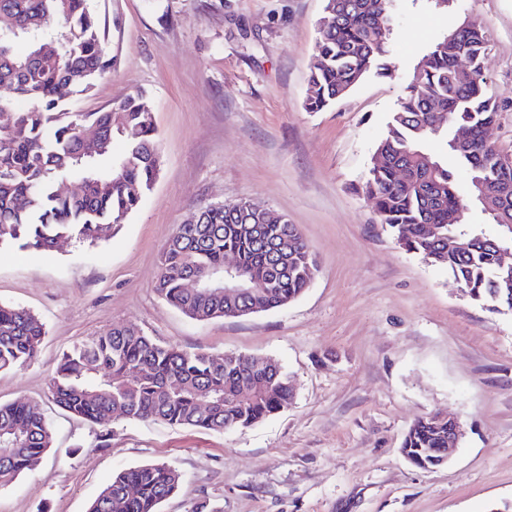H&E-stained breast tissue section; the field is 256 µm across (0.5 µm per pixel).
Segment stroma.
<instances>
[{"instance_id":"obj_1","label":"stroma","mask_w":512,"mask_h":512,"mask_svg":"<svg viewBox=\"0 0 512 512\" xmlns=\"http://www.w3.org/2000/svg\"><path fill=\"white\" fill-rule=\"evenodd\" d=\"M115 58L78 102L103 112L143 90L161 166L121 227L48 255L0 249V303L45 326L37 360L0 372V403L37 404L53 444L0 489V512H87L120 471L164 462L181 476L160 512H512V313L489 312L447 271L406 252L356 191L413 71L464 19L487 33L505 100L489 136L512 153V0H398L389 71L332 107L305 108L324 0H92ZM249 200L285 214L317 263L288 306L196 321L155 291L162 250L201 207ZM133 323L159 342L277 360L283 412L226 431L69 417L48 382L59 355ZM433 413L464 435L447 465L401 451ZM108 442H101V434Z\"/></svg>"}]
</instances>
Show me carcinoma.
Segmentation results:
<instances>
[{
  "label": "carcinoma",
  "mask_w": 512,
  "mask_h": 512,
  "mask_svg": "<svg viewBox=\"0 0 512 512\" xmlns=\"http://www.w3.org/2000/svg\"><path fill=\"white\" fill-rule=\"evenodd\" d=\"M396 0H327V24L319 29L308 75L305 106H333L368 74L386 70L389 28ZM30 48L18 53L14 46ZM58 52H42L46 43ZM488 39L481 24L465 20L448 32L415 67L405 97L391 113L360 190L374 204L403 250L444 268L488 311L512 313V270L500 268L496 246L512 239V171L499 164V150L482 140L500 101L484 73ZM466 63L471 77L456 79ZM110 59L98 14L90 0H0V247L48 253L62 239L95 242L138 208L160 171L151 100L134 92L117 103L119 113L78 112L58 91L90 94ZM442 107L447 121L431 110ZM472 131L467 142L453 130ZM123 149L113 155L114 140ZM451 152L468 175V194L458 192L438 148ZM408 171L402 181L398 169ZM80 181L61 193L58 180ZM502 189L492 217L499 231L487 235L464 222L481 187ZM20 198L28 200L19 206ZM435 233L427 232V225ZM479 235L484 243L466 251L449 246ZM234 255L255 281L254 291L234 299L221 292H188L185 279L224 266ZM314 258L296 225L283 215L248 212L246 202L229 209L209 205L177 226L162 253L158 295L186 317L207 321L255 304L271 309L296 300L309 287ZM44 324L30 311L0 303V371L22 367L39 353ZM53 402L71 416L97 424L115 418L158 421L213 431L247 428L280 412L292 397L288 373L276 361L233 352L184 350L147 336L133 324L116 325L73 345L58 358L49 380ZM448 422L428 416L408 430L402 452L416 465L432 466L448 447ZM52 431L37 407L24 401L0 404V487L38 466L52 446ZM136 489L127 495L128 488ZM179 487L165 463L117 473L88 512H159Z\"/></svg>",
  "instance_id": "carcinoma-1"
}]
</instances>
